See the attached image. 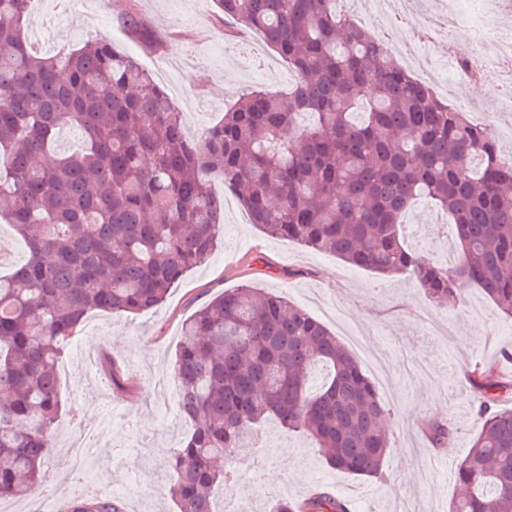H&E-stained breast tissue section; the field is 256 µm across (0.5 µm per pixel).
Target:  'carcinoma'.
<instances>
[{"mask_svg": "<svg viewBox=\"0 0 512 512\" xmlns=\"http://www.w3.org/2000/svg\"><path fill=\"white\" fill-rule=\"evenodd\" d=\"M29 0H0V216L28 259L0 276V501L40 487L61 413L58 366L94 312L141 314L207 262L221 201L249 223L379 276L407 274L429 300L480 288L512 318V160L470 120L392 60L388 46L336 12V0H217L288 62L286 93L250 92L197 138L153 75L106 40L44 57L25 36ZM128 34L161 41L135 7ZM66 127L76 148L58 152ZM425 197L459 243L446 268L407 249L402 218ZM324 376L312 385L313 372ZM192 431L167 452L177 512H216L248 429L275 419L307 436L325 463L382 474L386 407L349 348L285 298L242 286L212 298L182 329L173 365ZM479 432L456 470L467 488L449 512H512V411L491 363L470 372ZM422 429L431 443L451 427ZM66 512H123L112 496ZM271 512H349L316 491Z\"/></svg>", "mask_w": 512, "mask_h": 512, "instance_id": "obj_1", "label": "carcinoma"}]
</instances>
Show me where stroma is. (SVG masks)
<instances>
[{
    "mask_svg": "<svg viewBox=\"0 0 512 512\" xmlns=\"http://www.w3.org/2000/svg\"><path fill=\"white\" fill-rule=\"evenodd\" d=\"M132 3L161 38L158 52L128 39L121 18ZM445 9V0H430L416 15H403L392 37L398 63L423 50L439 60L470 54L459 22L434 44L421 42L420 30ZM25 32L43 55L96 38L123 48L153 74L193 134L220 121L243 94L285 93L295 81L261 35L229 25L214 0H32ZM486 86L493 94L489 102L454 78L442 80L440 92L467 99L473 111L485 114L496 138L510 139L512 112L503 111L502 103L512 96V79L495 76ZM213 189L224 199V213L212 258L190 270L153 311L94 314L62 358L68 366L59 380L62 415L44 483L29 498L1 501L0 512H63L70 499L91 495L118 498L123 512H175L161 461L191 424L175 409L161 410L155 391L172 383L183 323L215 295L242 285L287 298L336 335L349 326L371 333L391 376L392 389L383 397L391 448L383 477L366 480L331 469L308 438L266 422L247 433L250 449L235 461L238 478L226 487L233 512H266L276 500L300 501L319 488L345 500L351 512H448L460 494L456 468L479 429L472 415L478 394L468 373L512 351V319L469 284H462L457 302L439 305L409 276L385 280L332 254L268 237L248 223L222 183ZM447 221L432 202L417 199L403 218L405 244L428 258L452 248ZM292 269L297 277H289ZM89 346L128 378V394L108 386L102 366L88 368L77 359V348ZM426 420L453 426L452 438L431 444L421 427ZM86 427L97 433L93 451L82 467H70L71 445ZM284 457L290 462L285 469L279 464Z\"/></svg>",
    "mask_w": 512,
    "mask_h": 512,
    "instance_id": "35a3bbf8",
    "label": "stroma"
}]
</instances>
